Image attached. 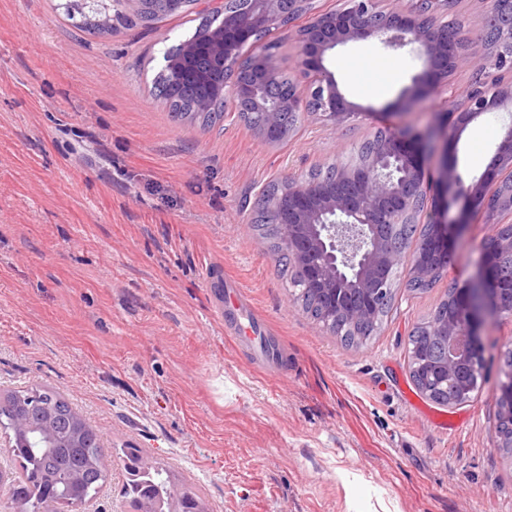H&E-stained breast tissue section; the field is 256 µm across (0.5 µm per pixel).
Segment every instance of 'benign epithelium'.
Returning a JSON list of instances; mask_svg holds the SVG:
<instances>
[{
    "mask_svg": "<svg viewBox=\"0 0 512 512\" xmlns=\"http://www.w3.org/2000/svg\"><path fill=\"white\" fill-rule=\"evenodd\" d=\"M228 2L219 7L224 22L188 40L183 55L167 66L178 83L203 84L232 105L244 101L251 111L263 113L255 131L270 145L280 143L283 130L293 131L310 115L334 126L363 111L326 66L328 55L348 43L375 40L393 51L408 47L417 55L423 67L401 94L404 110L448 85L457 70L512 71V0H482L484 29L497 34V40L480 51L465 41L460 23L440 22L453 14L456 0H390L387 9L379 7V0H346L333 11L316 9L314 0H248L247 7L233 10ZM301 17L305 23L293 27ZM272 29L288 30L295 51L292 72L284 70L272 47L260 42L259 36ZM246 51L247 80L226 82L225 73L238 67ZM202 57L209 62L205 69L198 67ZM285 79L286 96L279 89ZM465 99L464 109L453 104L423 127L377 129L373 152L336 166L331 185L305 177L283 180L281 195L261 192V207L281 212L283 247L297 264L302 285L322 293L333 314H346L354 322L367 319L394 293L396 281L389 272L406 261L410 277L420 282L440 272L419 253L407 255L393 247L397 225L417 224L426 213L431 230L424 247L447 262L475 223L473 215L482 214L484 224L512 219V120L501 126L491 163L480 175L464 173L457 156H448V146L458 145L470 123L490 112H512V82H482ZM431 155L438 163L432 181L424 170ZM456 204L459 212L450 219ZM504 255L512 257V233L481 241L475 275L448 289L452 310L438 324L442 359L417 354L426 383L453 384L450 404L477 387L489 321L512 317V282L504 283L499 269ZM351 277L361 283L357 298L345 288ZM497 400L500 412H512L511 370Z\"/></svg>",
    "mask_w": 512,
    "mask_h": 512,
    "instance_id": "1",
    "label": "benign epithelium"
}]
</instances>
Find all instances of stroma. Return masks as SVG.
<instances>
[{
	"instance_id": "35a3bbf8",
	"label": "stroma",
	"mask_w": 512,
	"mask_h": 512,
	"mask_svg": "<svg viewBox=\"0 0 512 512\" xmlns=\"http://www.w3.org/2000/svg\"><path fill=\"white\" fill-rule=\"evenodd\" d=\"M64 3L0 0V392L55 388L105 447L142 448L209 512H512V458L494 448L512 321L487 326L467 402L437 405L408 371L410 331L473 276L494 227L473 225L431 288L400 271L378 335L348 348L294 302L250 222L264 185L350 160L378 127L424 126L464 101L472 73L403 116L421 60L373 40L338 47L326 66L365 115L311 117L271 146L233 114L220 130L173 121L153 96L191 17L98 36ZM507 119L469 124L460 168L484 171ZM215 269L282 342L283 376L225 335L206 286ZM127 478L113 458L69 512H132Z\"/></svg>"
}]
</instances>
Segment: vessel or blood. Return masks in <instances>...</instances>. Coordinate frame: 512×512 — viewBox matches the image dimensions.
<instances>
[{
	"mask_svg": "<svg viewBox=\"0 0 512 512\" xmlns=\"http://www.w3.org/2000/svg\"><path fill=\"white\" fill-rule=\"evenodd\" d=\"M207 286L211 290L215 308L224 322L225 331L236 337L241 349L247 352L253 367L277 374V366L284 353L283 346L240 288L218 274L208 276Z\"/></svg>",
	"mask_w": 512,
	"mask_h": 512,
	"instance_id": "vessel-or-blood-1",
	"label": "vessel or blood"
}]
</instances>
